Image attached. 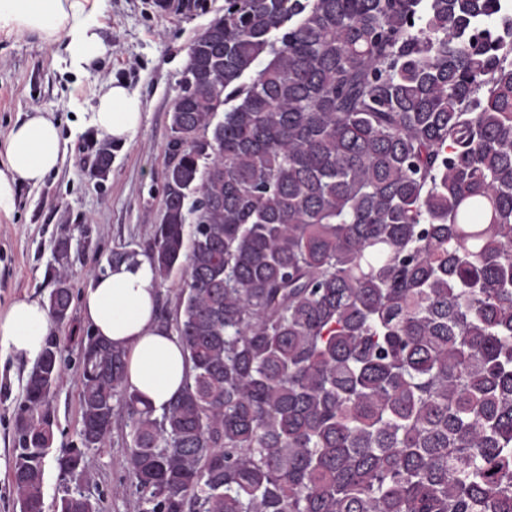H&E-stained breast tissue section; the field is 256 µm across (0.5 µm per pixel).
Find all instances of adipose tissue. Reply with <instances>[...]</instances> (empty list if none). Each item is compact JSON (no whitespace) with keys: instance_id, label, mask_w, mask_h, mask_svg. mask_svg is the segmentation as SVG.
<instances>
[{"instance_id":"1","label":"adipose tissue","mask_w":512,"mask_h":512,"mask_svg":"<svg viewBox=\"0 0 512 512\" xmlns=\"http://www.w3.org/2000/svg\"><path fill=\"white\" fill-rule=\"evenodd\" d=\"M98 0H0V33L27 32L64 41L71 67L84 71L105 53L95 30ZM143 122L138 95L106 81L95 92L91 124L115 143H131ZM60 129L34 112L16 122L0 143V213H11L20 186H40L61 160ZM157 285L147 260L96 277L81 297V315L93 331L126 352L129 386L155 410L177 395L185 377L180 343L156 317ZM52 320L39 300L22 297L0 310V354L32 364L40 358Z\"/></svg>"}]
</instances>
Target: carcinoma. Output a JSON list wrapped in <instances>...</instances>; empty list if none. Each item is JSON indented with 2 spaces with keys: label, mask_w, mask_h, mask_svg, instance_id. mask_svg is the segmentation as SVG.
I'll list each match as a JSON object with an SVG mask.
<instances>
[{
  "label": "carcinoma",
  "mask_w": 512,
  "mask_h": 512,
  "mask_svg": "<svg viewBox=\"0 0 512 512\" xmlns=\"http://www.w3.org/2000/svg\"><path fill=\"white\" fill-rule=\"evenodd\" d=\"M178 87L160 221L97 273L184 272L185 386L157 414L124 351L81 337L57 512H102L86 455L117 403L143 512H512V0H225ZM70 257L46 272L57 326ZM61 375L52 337L19 512H44Z\"/></svg>",
  "instance_id": "cac0c4a2"
}]
</instances>
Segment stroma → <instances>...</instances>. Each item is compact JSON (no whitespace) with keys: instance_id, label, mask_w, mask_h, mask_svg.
Listing matches in <instances>:
<instances>
[{"instance_id":"stroma-1","label":"stroma","mask_w":512,"mask_h":512,"mask_svg":"<svg viewBox=\"0 0 512 512\" xmlns=\"http://www.w3.org/2000/svg\"><path fill=\"white\" fill-rule=\"evenodd\" d=\"M224 11V0H191L188 8L165 10L156 0H99L95 21L106 53L87 71L72 70L62 43L36 35L0 34V140L30 112L59 121L66 152L59 169L38 188L21 187L11 215L0 213V308L28 296L46 301L53 284L46 276L60 237L71 239L68 276L73 298L88 287L99 260L123 244L145 245L159 221L169 139L168 111L179 88L189 46ZM116 80L135 90L143 104L136 139L113 146L105 179L92 177L97 135L88 121L93 93ZM88 327L81 315L53 328L60 342L64 374L50 400L56 418L52 454L79 441L81 377L77 339ZM29 365L0 362V457L12 459L17 417ZM130 441L123 411H116L108 447L86 456L89 493L103 512H140L126 491L121 453Z\"/></svg>"}]
</instances>
